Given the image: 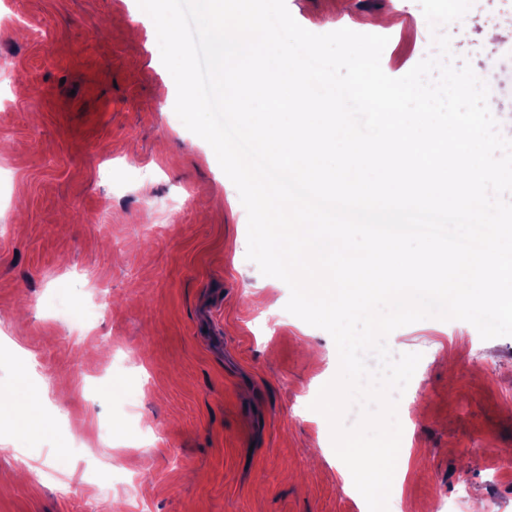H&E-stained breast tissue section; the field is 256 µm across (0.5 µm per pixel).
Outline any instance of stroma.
<instances>
[{
  "instance_id": "stroma-1",
  "label": "stroma",
  "mask_w": 512,
  "mask_h": 512,
  "mask_svg": "<svg viewBox=\"0 0 512 512\" xmlns=\"http://www.w3.org/2000/svg\"><path fill=\"white\" fill-rule=\"evenodd\" d=\"M286 5L316 34L394 14L393 78L437 53L418 0ZM502 8L442 28L455 64L491 72L494 112L512 111ZM176 96L137 0H0V512H361L309 408L335 343L247 260L238 191ZM387 345L421 356L388 512L463 483L512 512V336L429 318Z\"/></svg>"
}]
</instances>
